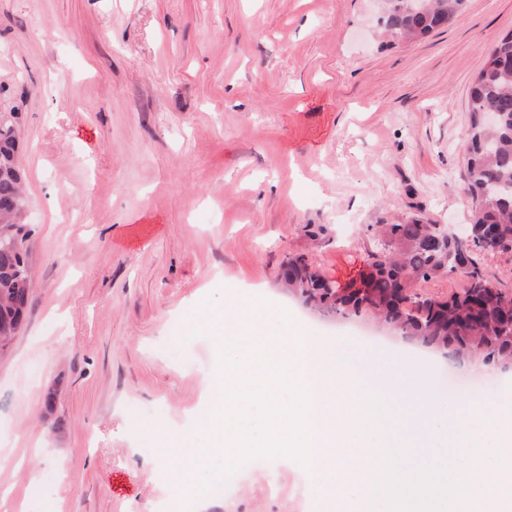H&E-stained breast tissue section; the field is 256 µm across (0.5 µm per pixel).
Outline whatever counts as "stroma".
<instances>
[{"instance_id": "obj_1", "label": "stroma", "mask_w": 512, "mask_h": 512, "mask_svg": "<svg viewBox=\"0 0 512 512\" xmlns=\"http://www.w3.org/2000/svg\"><path fill=\"white\" fill-rule=\"evenodd\" d=\"M379 0H0V110L20 115L33 294L0 354V487L16 512H156L167 454L214 364L184 323L260 294L328 344L405 364L462 407L495 400L460 363L327 318L283 288L286 254L330 283L367 270V225L471 223L470 87L512 0L385 38ZM44 403L29 406L25 391ZM226 482L208 512H314L297 463Z\"/></svg>"}]
</instances>
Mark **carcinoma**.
Segmentation results:
<instances>
[{
  "label": "carcinoma",
  "instance_id": "cac0c4a2",
  "mask_svg": "<svg viewBox=\"0 0 512 512\" xmlns=\"http://www.w3.org/2000/svg\"><path fill=\"white\" fill-rule=\"evenodd\" d=\"M466 0H386L385 31L401 39L421 38L444 22L453 23ZM487 110L499 114L491 128L483 125ZM14 112H0V349L10 346L17 326L30 308L32 283L27 241L30 230L13 222L25 206L19 169ZM467 193L477 202L468 229L472 247L455 233L430 243L432 225L414 218L393 224H370L377 251L368 254L372 272L360 285L329 284L303 254L286 255L283 279L304 302L329 313L362 312L393 325L401 334L457 359L478 357L486 363L512 360V312L486 294L484 277L473 252H504L512 245V32L487 49L470 91ZM467 267L462 292L448 298L404 291L406 283L430 281Z\"/></svg>",
  "mask_w": 512,
  "mask_h": 512
}]
</instances>
